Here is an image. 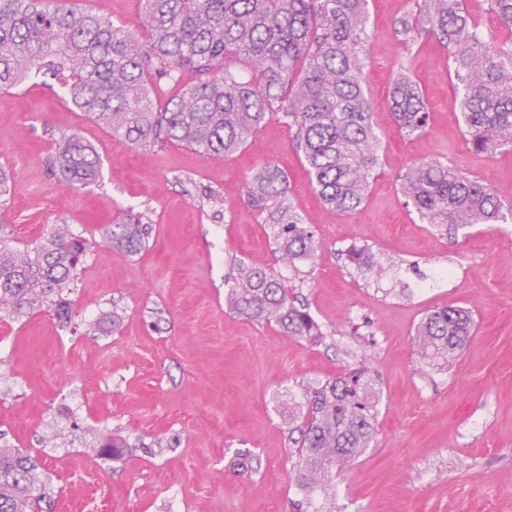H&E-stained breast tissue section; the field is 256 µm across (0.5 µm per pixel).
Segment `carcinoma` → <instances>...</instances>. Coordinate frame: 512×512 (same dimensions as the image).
Wrapping results in <instances>:
<instances>
[{
	"label": "carcinoma",
	"mask_w": 512,
	"mask_h": 512,
	"mask_svg": "<svg viewBox=\"0 0 512 512\" xmlns=\"http://www.w3.org/2000/svg\"><path fill=\"white\" fill-rule=\"evenodd\" d=\"M368 0H141L136 36L90 11L53 8L47 0H0V90L30 73L57 80L92 121L133 145L181 144L224 159L238 152L273 116L293 130L310 188L324 204L352 213L363 204L379 137L361 75L368 38ZM502 36L478 42L463 0H424L414 20L400 21L410 42L434 36L447 51L459 111L476 152L512 151V0H490ZM391 107L407 136L427 128L430 113L407 70L393 83ZM61 178L98 181L101 159L77 137L51 158ZM288 177L260 167L248 189L273 225L281 260L311 258L320 242L287 197ZM404 204L425 224H512V202L437 162L411 167L401 179ZM145 224L110 225L112 244L135 254ZM86 250L69 227L24 250L0 245V309L21 316L37 306L67 322L61 299ZM225 300L237 314L273 321L289 336L316 341L323 333L285 283L238 264ZM472 318L446 306L427 314L416 335L432 359H446L469 341ZM380 393L362 370H346L313 389L301 430L300 486L338 463L359 458L375 434ZM38 459L0 449V512H55L36 477Z\"/></svg>",
	"instance_id": "carcinoma-1"
}]
</instances>
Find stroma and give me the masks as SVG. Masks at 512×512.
<instances>
[{"label": "stroma", "instance_id": "obj_1", "mask_svg": "<svg viewBox=\"0 0 512 512\" xmlns=\"http://www.w3.org/2000/svg\"><path fill=\"white\" fill-rule=\"evenodd\" d=\"M58 2L140 28V0ZM368 10L363 84L380 150L351 214L310 189L282 120L211 160L130 144L49 78L0 93V164L12 171L0 239L23 248L68 224L89 241L62 292L69 323L44 307L0 312V448L38 458L59 502L85 512H512V224L437 228L399 192L410 167L436 160L512 198V152L471 149L443 49L430 35L406 46L397 33L418 0H369ZM404 64L430 112L418 137L400 133L389 107ZM73 135L99 153V183L54 173L49 159ZM267 163L286 172L287 195L320 241L293 266L248 198ZM130 218L150 226L136 254L106 238ZM237 260L285 279L324 339L231 311ZM438 267L448 278L435 283ZM450 305L469 312L473 332L433 367L416 328ZM349 367L365 368L380 393L375 437L301 490L308 391ZM112 434L127 442L122 455L99 456Z\"/></svg>", "mask_w": 512, "mask_h": 512}]
</instances>
